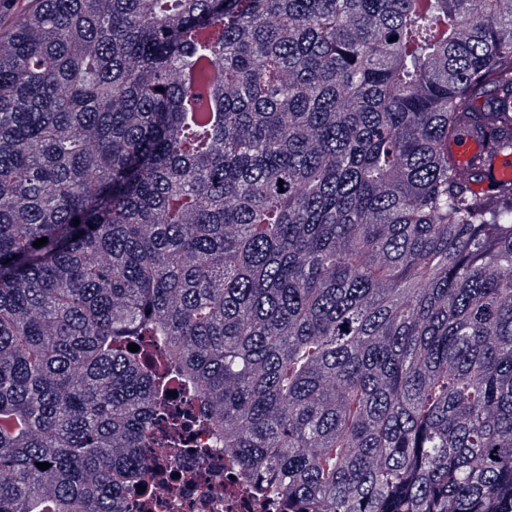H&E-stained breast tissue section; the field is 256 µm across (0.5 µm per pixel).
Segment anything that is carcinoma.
<instances>
[{
  "mask_svg": "<svg viewBox=\"0 0 512 512\" xmlns=\"http://www.w3.org/2000/svg\"><path fill=\"white\" fill-rule=\"evenodd\" d=\"M465 131L512 150V0H38L0 37V512H126L178 454L147 336L293 512H512V181L472 190ZM448 152L460 164L472 162L476 164L479 161L480 144L477 138L471 134H462L456 141H451L448 145Z\"/></svg>",
  "mask_w": 512,
  "mask_h": 512,
  "instance_id": "cac0c4a2",
  "label": "carcinoma"
}]
</instances>
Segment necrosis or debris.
<instances>
[{
  "label": "necrosis or debris",
  "mask_w": 512,
  "mask_h": 512,
  "mask_svg": "<svg viewBox=\"0 0 512 512\" xmlns=\"http://www.w3.org/2000/svg\"><path fill=\"white\" fill-rule=\"evenodd\" d=\"M168 388L171 395L158 423L188 419L181 438L187 452L169 460L160 449H145L147 481L128 493L135 512H288L286 500L240 475L223 449L215 447L209 431L195 423V396L175 379Z\"/></svg>",
  "instance_id": "necrosis-or-debris-1"
}]
</instances>
